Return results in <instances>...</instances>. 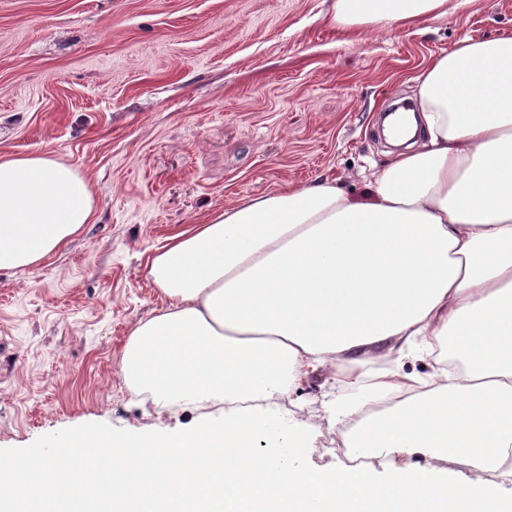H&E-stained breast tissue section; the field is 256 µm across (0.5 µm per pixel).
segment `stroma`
Masks as SVG:
<instances>
[{
  "label": "stroma",
  "mask_w": 512,
  "mask_h": 512,
  "mask_svg": "<svg viewBox=\"0 0 512 512\" xmlns=\"http://www.w3.org/2000/svg\"><path fill=\"white\" fill-rule=\"evenodd\" d=\"M334 0H0V159L77 168L92 223L38 267L0 272V458L100 428L154 431L119 372L163 307L147 256L239 198L330 177L356 199L386 162L382 112L433 55L512 30V0L347 34ZM311 378L285 404L309 465L347 458Z\"/></svg>",
  "instance_id": "35a3bbf8"
}]
</instances>
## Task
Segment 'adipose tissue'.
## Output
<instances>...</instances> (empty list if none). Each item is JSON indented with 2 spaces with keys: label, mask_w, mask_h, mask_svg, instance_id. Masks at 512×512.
Listing matches in <instances>:
<instances>
[{
  "label": "adipose tissue",
  "mask_w": 512,
  "mask_h": 512,
  "mask_svg": "<svg viewBox=\"0 0 512 512\" xmlns=\"http://www.w3.org/2000/svg\"><path fill=\"white\" fill-rule=\"evenodd\" d=\"M471 0H335L343 32L416 25ZM421 130L370 197L322 179L239 199L147 258L165 302L123 347L127 389L175 431H86L9 461L0 512H512L448 474L512 457V32L468 38L415 79ZM88 180L0 159V271L37 267L91 223ZM427 360L424 376L406 371ZM343 447L383 470L307 466L311 433L271 410L317 372Z\"/></svg>",
  "instance_id": "ef3b65f1"
}]
</instances>
